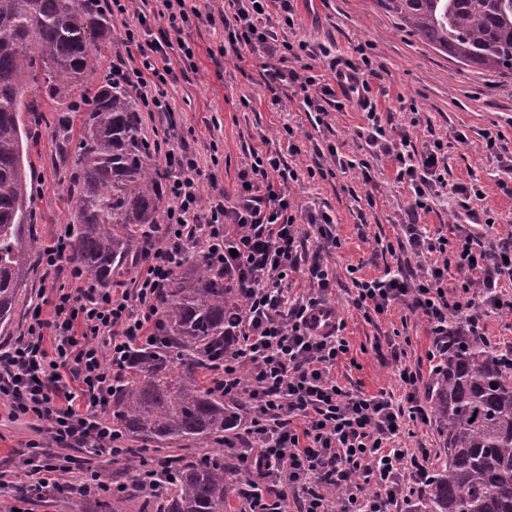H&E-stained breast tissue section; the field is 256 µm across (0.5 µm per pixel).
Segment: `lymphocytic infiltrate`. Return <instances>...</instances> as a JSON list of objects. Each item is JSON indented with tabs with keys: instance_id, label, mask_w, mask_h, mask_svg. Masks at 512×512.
Here are the masks:
<instances>
[{
	"instance_id": "1",
	"label": "lymphocytic infiltrate",
	"mask_w": 512,
	"mask_h": 512,
	"mask_svg": "<svg viewBox=\"0 0 512 512\" xmlns=\"http://www.w3.org/2000/svg\"><path fill=\"white\" fill-rule=\"evenodd\" d=\"M104 3L120 20L128 49L117 56L108 77L131 86L142 111H171L166 86L177 81V66L194 64L195 51L183 33L197 21L219 31L218 56L263 58L269 92L299 87L315 125L348 105L363 112L367 123L357 138L391 159L398 181L411 191L404 238L386 247L401 254L396 268L354 282L353 305L365 318L404 306L425 319L441 353L450 321L461 320L476 336L487 310L512 311V292L504 288L512 282V232L488 243L472 225L486 198L483 186L448 183L441 140L416 147L405 127L398 138L388 137V124L371 96L369 58L342 64L325 45L288 41L286 32L295 26L293 0H229L204 11L193 0ZM160 22L165 30L154 33L153 24ZM316 55L329 58L331 78L310 74L303 64V57ZM164 159L169 204L163 240L147 245L128 287L99 288L79 267L69 268L76 292L56 295L48 316L33 305L25 333L0 353V398L8 399L12 418L29 421L38 435L23 461L30 488L56 485V473L77 471L83 475L82 496L119 490V483L101 480L70 452L111 455L120 447L105 415L114 365L132 346L159 341L157 297L193 252L230 278L243 299L240 345L211 368L208 381L213 390L245 398L250 407L248 443L256 447V465L271 485L267 499L249 512H332L323 492L332 485L344 492L342 512H390L399 497L415 493L431 457L430 449L400 446L402 425L407 420L428 424L429 415L415 391L418 370H400L409 388L402 406L381 394L347 391L333 375L349 344L338 332L316 333L309 321L336 279L328 256L340 245L333 218L322 210L297 211L284 187L298 175L281 151H251L238 172L235 195L218 189L206 200L199 178L217 183L218 157L205 162L186 149L165 151ZM447 189L459 195L467 221L450 235L433 237L418 219ZM314 232L325 248L310 254L306 243ZM298 270L308 288L294 294L288 277ZM452 270L459 276L453 287L448 284ZM48 333L55 341L50 351L44 347ZM65 368L78 380L77 390L64 385ZM405 469L412 477L408 485L399 479ZM368 483L375 486L369 494L363 491Z\"/></svg>"
}]
</instances>
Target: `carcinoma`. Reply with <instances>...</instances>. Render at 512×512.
Here are the masks:
<instances>
[{
	"instance_id": "cac0c4a2",
	"label": "carcinoma",
	"mask_w": 512,
	"mask_h": 512,
	"mask_svg": "<svg viewBox=\"0 0 512 512\" xmlns=\"http://www.w3.org/2000/svg\"><path fill=\"white\" fill-rule=\"evenodd\" d=\"M411 32L462 65L512 76V0H379ZM112 22L96 0H0V328L13 322L20 290L39 261L26 237L34 219L32 87L56 104L57 136L76 142L72 259L103 287L143 255L166 207L163 175L144 137L137 99L118 83L87 88L86 35L108 40ZM78 139H73V136ZM243 301L224 274L198 261L169 279L159 298V346H135L112 385V429L136 443L137 471L156 461L173 484L153 493L139 482L94 499L95 512H245L263 492L251 459L233 448L241 403L197 377L239 342ZM448 350L432 371L431 417L442 442L414 512H512V366L483 339L449 323ZM218 447L190 460L154 454L181 441Z\"/></svg>"
}]
</instances>
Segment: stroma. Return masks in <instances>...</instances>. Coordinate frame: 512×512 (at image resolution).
I'll return each mask as SVG.
<instances>
[{"label":"stroma","mask_w":512,"mask_h":512,"mask_svg":"<svg viewBox=\"0 0 512 512\" xmlns=\"http://www.w3.org/2000/svg\"><path fill=\"white\" fill-rule=\"evenodd\" d=\"M294 7L296 38L334 44L341 57L355 62L363 56L371 59L380 73L371 82L379 111H393L396 123L402 125L409 115H417L419 122L412 133L416 143L434 137L443 141L449 183L476 180L485 185L486 205L495 220L487 237L511 233L512 172H504L496 154L483 148L480 133L500 134L501 147L512 153V77L455 62L421 41L387 13L379 0H295ZM184 37L196 48V68L168 84L175 114L144 116L146 132L168 130L170 146L177 152L186 146L204 154L210 142H217L224 170L218 185L201 180L200 194L207 197L217 186L234 192L249 149L285 147L282 134L285 128H293L299 153L289 162L296 165L299 179L290 183L289 193L299 210L328 209L341 241L331 256L337 281L327 294L344 323L341 335L350 346L348 355L336 365L337 380L354 393L383 391L393 402L404 400L407 388L388 346L393 340L405 344L406 363L419 370V390L427 392L432 371L427 353L434 338L425 322L400 305L369 322L351 303L354 287L348 267H357L367 279L383 274L393 259L382 253L380 244L402 238L401 220L410 200V191L397 181L390 160L372 156L356 137L357 127L365 123L362 113L334 111L326 124L314 126L302 107L299 88L288 87L275 95L266 89L262 59L241 62L230 55L219 66L209 56L210 48L220 41L219 34L195 24L185 30ZM363 43L368 46L366 54H356V47ZM41 106L47 121L35 127L29 149L36 200L29 231L40 247L72 224L74 212L67 179L72 160L55 144L53 102L45 98ZM330 143L340 145L346 157L367 161L371 182H363L355 171L310 179L307 164L316 149ZM74 286L68 270L48 276L43 268H35L21 292L12 324L0 329V343L14 342L24 331L31 304L53 299L55 290L69 291ZM33 437L26 421L12 419L8 401L0 400V470L10 476L9 484L0 487V503L25 495L22 461L25 445Z\"/></svg>","instance_id":"35a3bbf8"}]
</instances>
